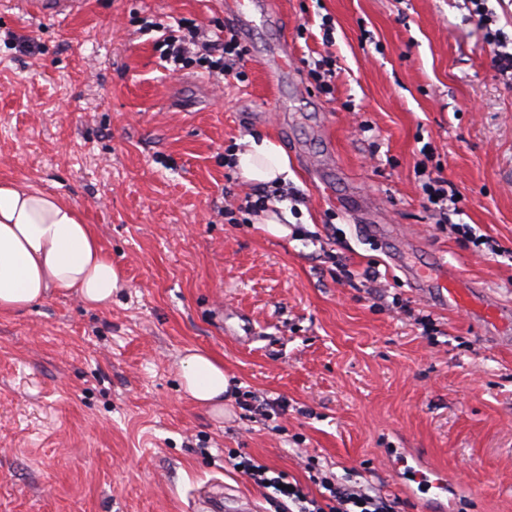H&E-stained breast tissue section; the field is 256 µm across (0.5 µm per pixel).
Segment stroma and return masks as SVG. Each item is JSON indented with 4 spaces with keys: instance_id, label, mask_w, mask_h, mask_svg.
Returning a JSON list of instances; mask_svg holds the SVG:
<instances>
[{
    "instance_id": "1",
    "label": "stroma",
    "mask_w": 512,
    "mask_h": 512,
    "mask_svg": "<svg viewBox=\"0 0 512 512\" xmlns=\"http://www.w3.org/2000/svg\"><path fill=\"white\" fill-rule=\"evenodd\" d=\"M225 2L0 0V183L78 207L122 270L108 307L56 292L0 316V512H192L211 491L275 512L238 450L314 497L319 471L397 512H512V80L469 0H267L246 81L167 69L158 38L233 27ZM257 134L288 156L282 237L224 218L250 189L224 153ZM420 168L454 188L447 219ZM369 224L494 297L498 334L417 291ZM188 347L223 362V417L182 397ZM22 5L25 9H36L48 15L70 16L81 10L83 0H27Z\"/></svg>"
}]
</instances>
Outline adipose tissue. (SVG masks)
<instances>
[{"mask_svg": "<svg viewBox=\"0 0 512 512\" xmlns=\"http://www.w3.org/2000/svg\"><path fill=\"white\" fill-rule=\"evenodd\" d=\"M233 159L245 181L270 185L288 178V157L268 138L245 137ZM119 280L76 206L24 182L0 185V315L23 312L55 291L106 307ZM181 385L194 403L223 415L229 382L223 364L208 352L187 349Z\"/></svg>", "mask_w": 512, "mask_h": 512, "instance_id": "ef3b65f1", "label": "adipose tissue"}]
</instances>
